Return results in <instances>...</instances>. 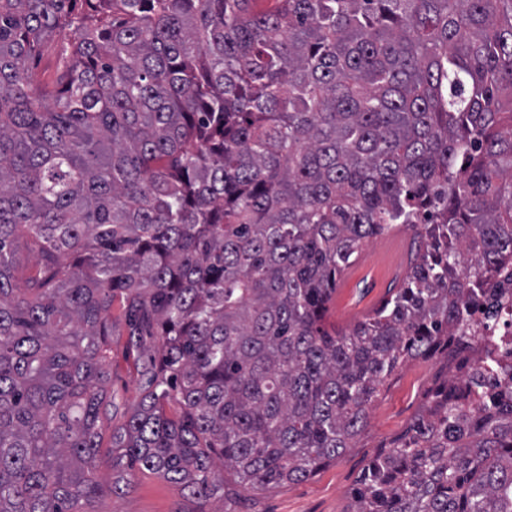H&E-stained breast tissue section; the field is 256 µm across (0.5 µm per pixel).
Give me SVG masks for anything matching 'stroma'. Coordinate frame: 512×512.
I'll return each mask as SVG.
<instances>
[{
    "instance_id": "1",
    "label": "stroma",
    "mask_w": 512,
    "mask_h": 512,
    "mask_svg": "<svg viewBox=\"0 0 512 512\" xmlns=\"http://www.w3.org/2000/svg\"><path fill=\"white\" fill-rule=\"evenodd\" d=\"M412 230L403 228L389 236L365 241L353 256L350 276L340 278L327 305V319L340 326L356 321L360 313H372L397 285L413 248ZM444 360L435 356L406 363L390 379L372 405L365 432L356 447L324 467L308 480L263 490L236 489L225 497L187 498L181 486L158 475L138 470L131 488L120 497L99 502V512H349L352 492L369 459L378 447L391 441L421 413L426 394L440 376ZM109 386L122 411L103 420L102 450L97 470L112 472V428L123 420L122 413L141 398L133 354L127 348L120 305L112 307V345L107 358Z\"/></svg>"
}]
</instances>
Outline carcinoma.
<instances>
[{
    "instance_id": "obj_1",
    "label": "carcinoma",
    "mask_w": 512,
    "mask_h": 512,
    "mask_svg": "<svg viewBox=\"0 0 512 512\" xmlns=\"http://www.w3.org/2000/svg\"><path fill=\"white\" fill-rule=\"evenodd\" d=\"M250 2L0 0V512H96L136 466L222 495L215 455L242 487L304 481L437 354L351 512H512L507 339L456 375L512 258V0ZM400 225L401 286L327 323L350 258ZM116 301L142 396L103 480ZM72 38V33L63 32L55 35L48 43L39 67L45 80L50 81L55 78L57 68L62 62L63 47L68 46Z\"/></svg>"
}]
</instances>
